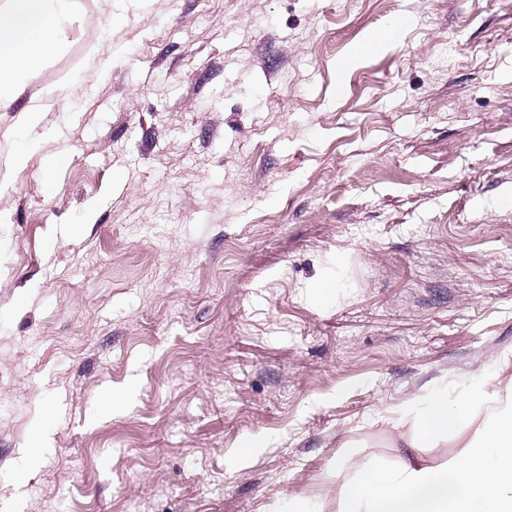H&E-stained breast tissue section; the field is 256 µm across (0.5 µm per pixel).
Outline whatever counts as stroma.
Returning <instances> with one entry per match:
<instances>
[{
  "label": "stroma",
  "mask_w": 512,
  "mask_h": 512,
  "mask_svg": "<svg viewBox=\"0 0 512 512\" xmlns=\"http://www.w3.org/2000/svg\"><path fill=\"white\" fill-rule=\"evenodd\" d=\"M62 42L0 109V512L314 499L512 357V0H75Z\"/></svg>",
  "instance_id": "obj_1"
}]
</instances>
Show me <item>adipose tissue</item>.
<instances>
[{"mask_svg": "<svg viewBox=\"0 0 512 512\" xmlns=\"http://www.w3.org/2000/svg\"><path fill=\"white\" fill-rule=\"evenodd\" d=\"M64 0H0V108L22 92V72L61 45ZM414 434H400L398 463L355 465L338 492L337 512H512V364L452 403L434 388L408 404ZM457 455L425 454L448 437Z\"/></svg>", "mask_w": 512, "mask_h": 512, "instance_id": "obj_1", "label": "adipose tissue"}]
</instances>
